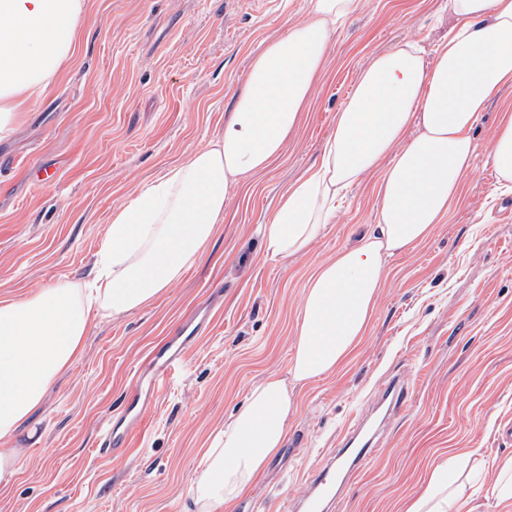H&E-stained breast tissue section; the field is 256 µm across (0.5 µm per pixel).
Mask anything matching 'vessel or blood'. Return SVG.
<instances>
[{"mask_svg":"<svg viewBox=\"0 0 512 512\" xmlns=\"http://www.w3.org/2000/svg\"><path fill=\"white\" fill-rule=\"evenodd\" d=\"M188 336L167 337L153 347L136 369L139 378L148 380L152 388L163 387L181 358V353L191 344ZM408 397V382L405 378H392L373 407L374 416L356 420L335 448L325 466L310 477L307 489L290 504L291 512H333L342 487L357 478L376 448L374 439L379 431L380 419L401 411ZM133 446V436L128 428L109 424L105 429L97 455L113 457L124 454Z\"/></svg>","mask_w":512,"mask_h":512,"instance_id":"vessel-or-blood-1","label":"vessel or blood"}]
</instances>
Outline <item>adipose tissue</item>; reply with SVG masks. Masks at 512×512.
I'll return each instance as SVG.
<instances>
[{
	"instance_id": "ef3b65f1",
	"label": "adipose tissue",
	"mask_w": 512,
	"mask_h": 512,
	"mask_svg": "<svg viewBox=\"0 0 512 512\" xmlns=\"http://www.w3.org/2000/svg\"><path fill=\"white\" fill-rule=\"evenodd\" d=\"M85 0H0V137L72 53ZM360 0H309L304 21L256 55L220 137L142 185L112 214L87 279L0 296V486L36 440L34 416L77 362L93 316L117 319L159 299L205 252L233 191L281 157L325 66L337 23ZM454 23L431 57L403 42L373 56L336 114L319 162L292 184L264 233L274 255L306 254L351 187L379 174L370 231L308 282L287 376L268 375L210 438L186 512H224L282 446L295 384L333 374L367 335L388 259L427 241L458 200L478 145L473 130L512 84V0H450ZM512 186V114L492 136ZM458 467L435 466L406 512H472Z\"/></svg>"
}]
</instances>
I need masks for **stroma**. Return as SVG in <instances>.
<instances>
[{"label": "stroma", "mask_w": 512, "mask_h": 512, "mask_svg": "<svg viewBox=\"0 0 512 512\" xmlns=\"http://www.w3.org/2000/svg\"><path fill=\"white\" fill-rule=\"evenodd\" d=\"M307 10L308 0H87L72 56L0 138V293L85 278L113 210L223 133L252 58ZM452 23L448 0H362L337 27L283 156L234 192L205 255L156 303L92 319L82 357L35 416L40 442L19 441L27 452L15 484L0 489V512H184L211 432L255 383L286 371L317 265L373 223L378 178L350 189L308 254L267 253L264 224L318 162L361 68L403 39L431 52ZM507 112L512 85L481 115L478 156L446 221L388 260L367 336L335 374L297 386L282 448L230 512H282L397 375L411 381L407 404L345 486L339 512H404L435 463L468 452L485 463L475 512H512V500L488 493L494 459L512 455L498 437L512 421V191L489 160ZM40 164L62 170L57 187L26 178ZM213 295L212 332L188 348L170 388L145 395L134 448L100 459L97 437L134 388L138 359Z\"/></svg>", "instance_id": "obj_1"}]
</instances>
